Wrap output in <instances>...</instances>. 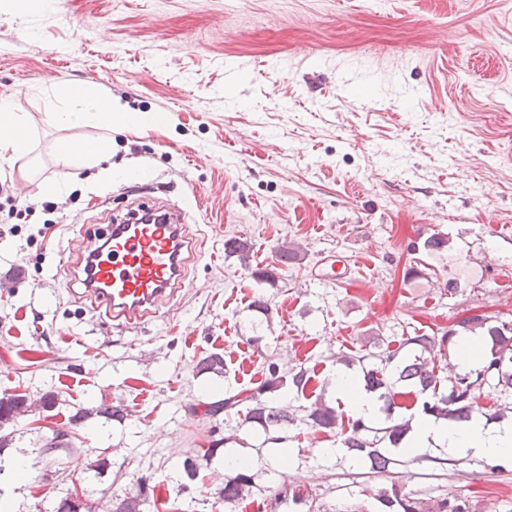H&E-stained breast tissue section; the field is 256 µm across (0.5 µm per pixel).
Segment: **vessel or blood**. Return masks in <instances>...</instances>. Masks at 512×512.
Instances as JSON below:
<instances>
[{
    "label": "vessel or blood",
    "instance_id": "vessel-or-blood-1",
    "mask_svg": "<svg viewBox=\"0 0 512 512\" xmlns=\"http://www.w3.org/2000/svg\"><path fill=\"white\" fill-rule=\"evenodd\" d=\"M99 247L85 248V234L70 241L81 275L76 296L89 300L96 312L114 325L134 330L156 317L182 286L186 268L200 244L178 206L142 204L130 209L127 221L98 233ZM345 264L334 255L317 263L319 279L336 281Z\"/></svg>",
    "mask_w": 512,
    "mask_h": 512
}]
</instances>
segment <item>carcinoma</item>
Wrapping results in <instances>:
<instances>
[{"label":"carcinoma","instance_id":"obj_1","mask_svg":"<svg viewBox=\"0 0 512 512\" xmlns=\"http://www.w3.org/2000/svg\"><path fill=\"white\" fill-rule=\"evenodd\" d=\"M224 250L238 257L240 264L250 272L253 279L266 282L273 279V270L265 267H254L250 263L252 244L250 241L231 237L224 241ZM485 336L488 338L486 351L487 362L479 369L465 373H456L443 380L437 372L436 362L427 357L426 353L435 348L448 350L455 344V337ZM406 348L408 353L400 355V350ZM382 365L380 369H372L364 373L365 387L383 402L381 412L383 423L380 427L367 424L359 417L351 420L349 430L345 432L342 441L344 448L358 462L369 466L374 473L388 472L389 465L394 459L389 457L390 449L398 448L402 440L412 430V421L418 415L430 416L434 420H452L463 422L480 414L486 419L501 418L507 412L512 413V406L499 408L492 413L480 410L477 399L481 389L488 384V379H497V385L512 390V324L507 326L501 321L475 315L457 323V328L443 332L441 335L416 334L402 339L400 348L391 351L387 348L372 353ZM196 369L200 372L224 373V358L213 354L198 363ZM309 381L307 371L282 374L279 368L272 365L260 389V395L242 396L237 392L226 397L201 402L204 414L217 417L240 405H245L240 426L251 425L259 428L266 440L282 442L284 436H277L280 431L294 423L295 418L288 412V407L281 405L276 393L285 387L304 390ZM413 388V401L406 405L398 398L406 396L401 388ZM27 412L25 399L21 396H3L0 398V428L15 422L16 418ZM341 420V414L336 407L324 402L315 401L307 409V423L322 432L335 430ZM227 446L224 455L230 459L236 457L231 445H244L243 439L232 432L216 441L209 448L202 460L205 462L216 454L221 445ZM266 473L268 465L260 466L249 459L237 462L235 475L224 481V487L217 490L216 495L226 504H232L249 495L255 487L257 472ZM269 492L267 507L275 510L286 506L293 512H368L365 506L342 505L327 509L315 506V498L307 489L301 488H266ZM372 506L383 512H474L472 502L467 499L448 500L446 497L424 495L415 491H406L392 483L379 488L372 494ZM146 498L143 491L128 492L124 496H114L112 512H144Z\"/></svg>","mask_w":512,"mask_h":512}]
</instances>
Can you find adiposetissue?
<instances>
[{"label": "adipose tissue", "instance_id": "ef3b65f1", "mask_svg": "<svg viewBox=\"0 0 512 512\" xmlns=\"http://www.w3.org/2000/svg\"><path fill=\"white\" fill-rule=\"evenodd\" d=\"M63 94L68 106L60 117L70 125L92 124L109 130L117 125L143 126L154 121L150 113L129 112L112 101L98 99L81 83L68 85ZM0 153L10 154L14 159L29 153L27 114L13 101L0 100ZM336 392L347 400L358 416L367 420L378 417L375 398L354 374L337 371ZM403 446L413 455L437 446L452 454L472 453L495 461L512 462V423L489 427L477 416L463 423L418 417L414 420L413 435Z\"/></svg>", "mask_w": 512, "mask_h": 512}]
</instances>
